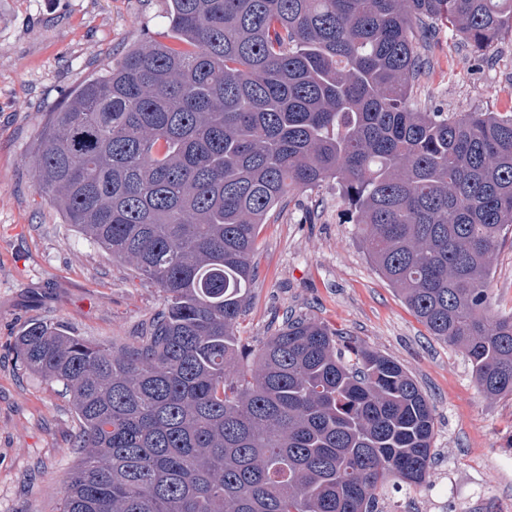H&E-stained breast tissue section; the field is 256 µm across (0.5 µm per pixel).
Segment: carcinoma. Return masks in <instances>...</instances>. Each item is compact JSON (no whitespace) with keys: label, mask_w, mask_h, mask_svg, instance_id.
<instances>
[{"label":"carcinoma","mask_w":512,"mask_h":512,"mask_svg":"<svg viewBox=\"0 0 512 512\" xmlns=\"http://www.w3.org/2000/svg\"><path fill=\"white\" fill-rule=\"evenodd\" d=\"M168 34L50 113L36 192L166 298L127 347L37 321L28 370L61 383L81 459L58 512H381L422 484L434 407L393 359L308 318L236 335L257 230L336 182L370 259L489 397L512 396V314L489 313L512 229V114L427 111L433 25L483 56L512 0H168Z\"/></svg>","instance_id":"obj_1"}]
</instances>
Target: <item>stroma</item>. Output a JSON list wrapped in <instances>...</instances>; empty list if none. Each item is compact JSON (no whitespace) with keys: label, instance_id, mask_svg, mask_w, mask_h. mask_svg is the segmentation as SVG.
Returning <instances> with one entry per match:
<instances>
[{"label":"stroma","instance_id":"1","mask_svg":"<svg viewBox=\"0 0 512 512\" xmlns=\"http://www.w3.org/2000/svg\"><path fill=\"white\" fill-rule=\"evenodd\" d=\"M167 0H0V512H57L80 454V424L60 383L20 364L29 323L96 343H132L163 292L65 224L35 190L33 155L48 114L129 50L162 39ZM418 103L451 114L512 113V35L484 57L447 26L430 41ZM240 336L257 346L286 313L306 315L397 361L435 409L423 485H386L383 512H495L512 500V399L481 393L462 351L433 336L370 260L328 181L290 194L260 228ZM493 313H512V233L493 258Z\"/></svg>","mask_w":512,"mask_h":512}]
</instances>
